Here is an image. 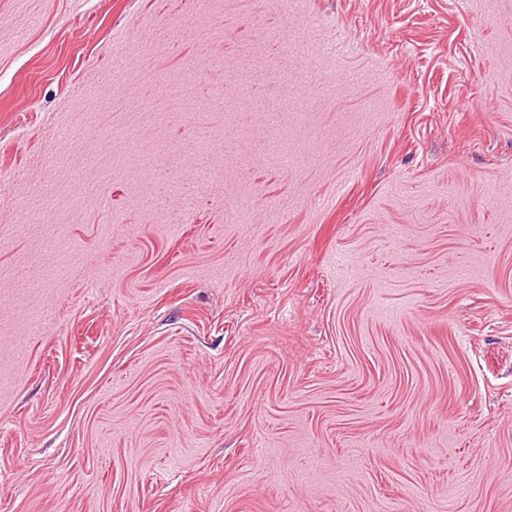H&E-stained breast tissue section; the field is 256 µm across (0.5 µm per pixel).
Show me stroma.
I'll list each match as a JSON object with an SVG mask.
<instances>
[{"mask_svg": "<svg viewBox=\"0 0 512 512\" xmlns=\"http://www.w3.org/2000/svg\"><path fill=\"white\" fill-rule=\"evenodd\" d=\"M288 3L0 0V512H512V0Z\"/></svg>", "mask_w": 512, "mask_h": 512, "instance_id": "35a3bbf8", "label": "stroma"}]
</instances>
